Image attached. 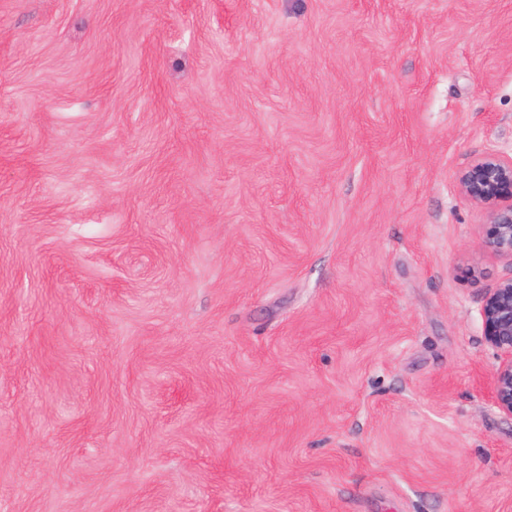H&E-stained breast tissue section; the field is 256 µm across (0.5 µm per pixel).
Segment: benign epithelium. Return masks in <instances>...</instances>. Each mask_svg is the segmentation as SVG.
<instances>
[{"label":"benign epithelium","instance_id":"obj_1","mask_svg":"<svg viewBox=\"0 0 512 512\" xmlns=\"http://www.w3.org/2000/svg\"><path fill=\"white\" fill-rule=\"evenodd\" d=\"M458 184L473 204L491 211L485 244L512 258V156L483 155L461 172ZM479 318L485 342L501 356L493 376V404L512 416V278L487 293Z\"/></svg>","mask_w":512,"mask_h":512}]
</instances>
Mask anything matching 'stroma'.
Instances as JSON below:
<instances>
[{
	"label": "stroma",
	"instance_id": "1",
	"mask_svg": "<svg viewBox=\"0 0 512 512\" xmlns=\"http://www.w3.org/2000/svg\"><path fill=\"white\" fill-rule=\"evenodd\" d=\"M490 152L512 0H0V512H512ZM479 318L485 342L501 356L493 376V404L512 416V278L487 293Z\"/></svg>",
	"mask_w": 512,
	"mask_h": 512
}]
</instances>
